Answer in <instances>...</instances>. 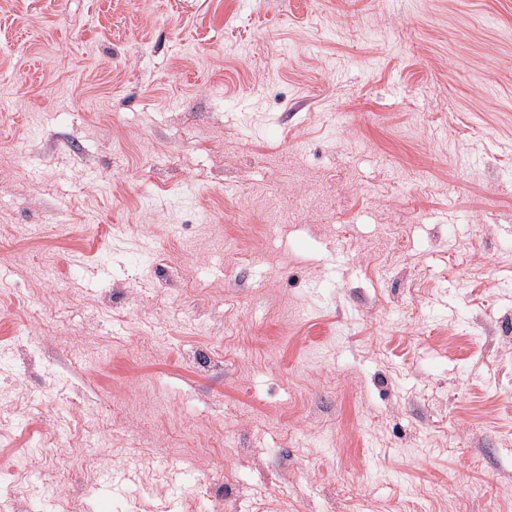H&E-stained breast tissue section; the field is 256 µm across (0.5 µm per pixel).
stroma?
<instances>
[{
    "instance_id": "35a3bbf8",
    "label": "stroma",
    "mask_w": 512,
    "mask_h": 512,
    "mask_svg": "<svg viewBox=\"0 0 512 512\" xmlns=\"http://www.w3.org/2000/svg\"><path fill=\"white\" fill-rule=\"evenodd\" d=\"M0 512H512V0H0Z\"/></svg>"
}]
</instances>
